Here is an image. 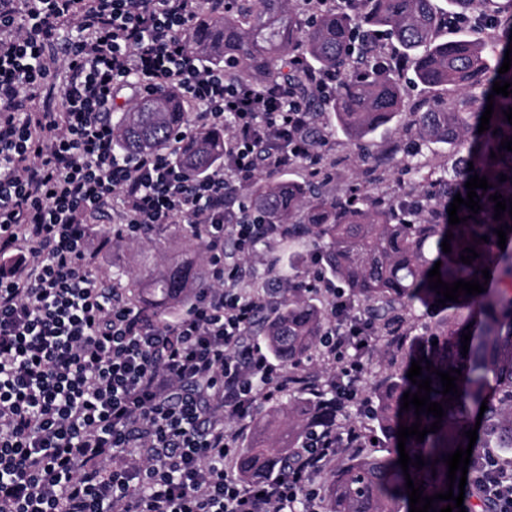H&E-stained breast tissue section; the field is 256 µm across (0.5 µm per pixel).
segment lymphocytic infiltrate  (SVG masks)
<instances>
[{
    "label": "lymphocytic infiltrate",
    "mask_w": 512,
    "mask_h": 512,
    "mask_svg": "<svg viewBox=\"0 0 512 512\" xmlns=\"http://www.w3.org/2000/svg\"><path fill=\"white\" fill-rule=\"evenodd\" d=\"M220 0H0V512H319L313 478L336 459L327 432L300 465L243 485L229 475L259 397L288 376L250 330L273 310L270 278L241 285L227 243L251 252L285 228L238 204L258 172L308 161L313 116L287 87L257 88L205 66L184 32ZM70 76L47 79L62 29ZM171 85L194 126L227 125L221 166L185 178L170 149L122 157L109 112L125 90ZM130 237L187 224L205 244L207 279L182 316L154 323L89 261L102 218ZM339 325L318 360L360 380L375 328L342 293L318 291ZM473 483L512 512V472L487 451Z\"/></svg>",
    "instance_id": "1"
}]
</instances>
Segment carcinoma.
I'll use <instances>...</instances> for the list:
<instances>
[{"mask_svg":"<svg viewBox=\"0 0 512 512\" xmlns=\"http://www.w3.org/2000/svg\"><path fill=\"white\" fill-rule=\"evenodd\" d=\"M460 14H494L492 0H452ZM448 12L434 0H360L353 12L323 8L302 9L300 0H237L236 10L205 12L186 33L189 47L215 67L233 70L240 79L258 87L283 84L308 102L315 119L328 123L334 135L348 145L363 147L380 130L411 119L399 128L419 146L433 143L453 149L451 174L432 180L425 164L410 161L404 168L411 196L406 200L362 194L359 189L333 198L316 181L318 174L301 181L255 178L245 190L249 212L266 224L288 225V240L311 238L321 246L322 276L347 290L349 302L387 338L394 355L405 313L418 303L437 304L440 295L430 288L428 272L441 262L442 281L459 279L484 282L481 270L489 268L501 283L476 295H461L446 302L449 309H472L474 319L460 323L448 316L431 328V340L418 355L391 366L370 392V415L388 444V454L361 448H343L341 462L326 479L320 493L322 512H409L405 475L398 464V428L416 422L415 408L401 409L405 392L416 393L407 372L420 362L422 377L432 379L430 401L443 404L441 428L418 442L410 438L406 451L419 455L422 469L409 466L413 483L423 484L422 496L448 490V466L443 456L468 446L464 432L482 416L476 444L482 448L512 451V216L494 219L497 193L512 201V151L501 140L512 139V124L503 111L512 107V94L494 96L489 129L478 133L480 118L496 81L512 82V69L498 73L509 36L495 63L487 55L488 43L480 39H444ZM402 49L410 60L414 82L428 89L451 87L460 95L437 100L423 112L406 109L405 93L397 69L381 55L383 41ZM295 55L313 70L337 74L336 93L328 100L311 91L304 73L291 68ZM188 112L173 89H163L135 101L112 122L117 146L128 157L169 146ZM226 131L201 128L185 136L176 147L178 166L194 178L224 160ZM496 158H491V153ZM474 170H469V166ZM505 174L509 180L499 181ZM486 177L492 187L476 189L483 210L473 215L466 206L458 210L467 221L449 225L447 209L456 194L467 198L470 176ZM508 224L506 248L498 246L494 230ZM451 252L442 251L447 233ZM489 237V242L480 237ZM196 234L182 246L184 259L175 266L157 267L146 276L118 268L112 279L131 289L130 301L149 308L161 323L169 309L186 303L203 284L193 253ZM479 254L472 264L460 261L464 248ZM326 310L298 288L288 289L275 310L257 324L256 335L271 355L298 377L305 362L313 360L324 333ZM471 333L468 355H462L461 336ZM448 371L461 370L457 381L460 398L449 403L440 393V377L426 363ZM488 409L480 412L482 402ZM347 418L336 390L321 388L308 395L290 390L261 406L253 416L245 443L237 448L234 467L245 483L264 480L299 464L298 449L317 431L334 430Z\"/></svg>","mask_w":512,"mask_h":512,"instance_id":"cac0c4a2","label":"carcinoma"}]
</instances>
